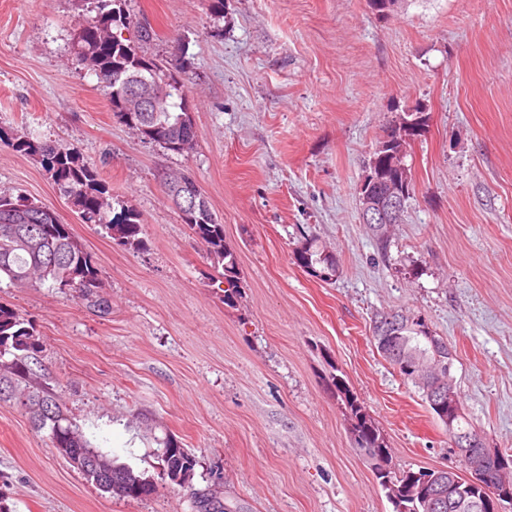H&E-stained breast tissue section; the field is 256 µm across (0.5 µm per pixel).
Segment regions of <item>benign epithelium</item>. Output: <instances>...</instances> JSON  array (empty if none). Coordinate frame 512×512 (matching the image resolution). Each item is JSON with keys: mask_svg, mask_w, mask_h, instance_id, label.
Masks as SVG:
<instances>
[{"mask_svg": "<svg viewBox=\"0 0 512 512\" xmlns=\"http://www.w3.org/2000/svg\"><path fill=\"white\" fill-rule=\"evenodd\" d=\"M128 97L144 112L158 110L157 75L137 74L128 77ZM402 140L390 137L377 145L376 151H385L391 157L392 175L383 177L366 173L359 186V200L363 223L369 225L379 239L389 238L393 225L401 223L406 195L400 174L404 170L405 150ZM174 203L179 209L196 208L200 199L196 186L189 179L170 185ZM434 355L407 353L382 343L387 354L411 373V378L423 389L430 403L440 413H448L444 425L455 453L464 464V472L439 469L443 481L434 486L426 481L419 488L425 512H471L483 507V502L495 505L494 512L512 509V459L487 446L482 431L472 427L466 431L456 428L462 408L457 403L456 386L451 370L455 353L444 340L428 337Z\"/></svg>", "mask_w": 512, "mask_h": 512, "instance_id": "benign-epithelium-1", "label": "benign epithelium"}]
</instances>
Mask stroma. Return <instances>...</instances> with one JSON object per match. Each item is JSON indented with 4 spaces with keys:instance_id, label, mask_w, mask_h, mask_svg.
<instances>
[{
    "instance_id": "35a3bbf8",
    "label": "stroma",
    "mask_w": 512,
    "mask_h": 512,
    "mask_svg": "<svg viewBox=\"0 0 512 512\" xmlns=\"http://www.w3.org/2000/svg\"><path fill=\"white\" fill-rule=\"evenodd\" d=\"M148 54L187 62L198 138L177 155L115 122L74 55L88 0H0V126L61 140L97 166L113 213L132 210L135 251L84 223L34 157L0 143V193L53 210L96 257L110 300L0 288L35 327L33 385L61 392L97 450L158 476L156 437L196 456L192 487L122 500L87 483L0 401V496L11 512H192L220 480L242 512H393L325 390L342 376L400 470L454 468L446 427L376 351L377 313L408 310L455 351L465 414L512 453V0H126ZM426 118L407 147L414 189L388 250L358 188L385 127ZM191 172L241 271L225 306L204 246L162 173ZM317 238L339 274L295 251ZM296 261L300 267L322 281H331L339 273L335 255L320 249L316 240L309 238L296 253ZM323 275L319 277V274Z\"/></svg>"
}]
</instances>
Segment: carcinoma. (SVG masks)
Instances as JSON below:
<instances>
[{
  "instance_id": "cac0c4a2",
  "label": "carcinoma",
  "mask_w": 512,
  "mask_h": 512,
  "mask_svg": "<svg viewBox=\"0 0 512 512\" xmlns=\"http://www.w3.org/2000/svg\"><path fill=\"white\" fill-rule=\"evenodd\" d=\"M97 15L81 25L76 37L77 61L88 68L98 80L104 94L112 103L113 114L119 123L131 129L140 139L150 135V128L163 129L161 137L152 142L172 152H189L197 141L192 116L189 90L182 77L185 61L158 60L143 50L155 33L147 23L138 26V42L122 37L117 30L127 27L126 0H95ZM151 71L164 79L160 89L162 103L156 112H135L133 120L126 119L129 99L125 97L123 79L131 74ZM0 142L36 157L55 184L64 189L86 221L100 225L107 234L120 239L129 248H145L142 224L138 215L127 212L121 221L109 217L110 203L96 168L84 160L79 151L67 144L42 141L20 136L15 131L0 127ZM193 235L205 246L207 258L220 271L227 288L223 289L224 304L232 306L240 295V272L236 256L224 245V224L211 210L209 201L204 209L181 216ZM299 266L322 281H331L339 273L335 255L318 247L309 238L296 253ZM12 287L40 288L44 285L64 293L77 290L87 302L100 312L110 308L103 293L101 272L94 255L75 237L70 225L62 223L49 208L27 198L0 195V279ZM405 330L394 337L399 347H410L430 352L427 335ZM42 343L36 337L31 322L8 304L0 303V400L12 401L25 410L32 427L48 432L53 448L64 449L72 467L84 480L113 497L141 500L154 495L158 484L154 478L136 472L127 465L116 463L108 455L90 451L91 444L79 425L68 418L57 391L33 387L29 378L33 365L38 363ZM327 390L336 396L349 411L354 421L353 434L364 455H379L384 450L391 455L384 436L374 419L366 413L351 393L343 378L334 375ZM161 464V479L177 486L192 483L197 465L196 456L182 447L174 435L157 440ZM111 472L117 484L100 483L96 468ZM432 477L433 471L422 468L397 473L387 466L385 480L380 486L386 497H391L387 484L403 486L414 475ZM195 512H237L224 503L222 492L213 486L197 490L193 500Z\"/></svg>"
}]
</instances>
